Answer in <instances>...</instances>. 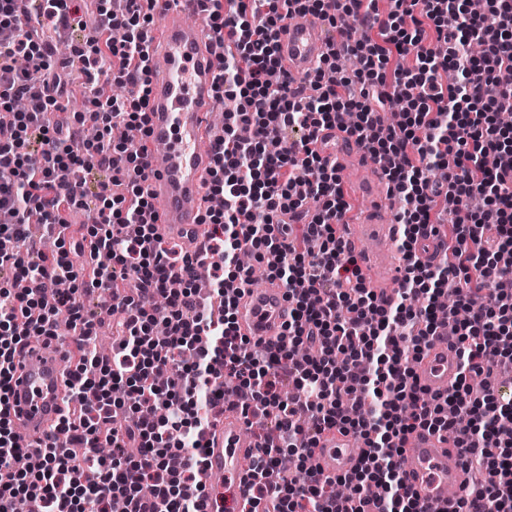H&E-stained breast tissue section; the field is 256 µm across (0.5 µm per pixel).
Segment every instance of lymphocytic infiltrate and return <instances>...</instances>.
Segmentation results:
<instances>
[{"label":"lymphocytic infiltrate","instance_id":"obj_1","mask_svg":"<svg viewBox=\"0 0 512 512\" xmlns=\"http://www.w3.org/2000/svg\"><path fill=\"white\" fill-rule=\"evenodd\" d=\"M41 21H19L22 0H0V512L19 500L36 512H204L202 450L213 411L233 382L238 409L259 440L247 471L248 512H420L401 477V444L426 429L454 433L464 465L482 476L461 512H512V395L495 387L512 370V0H205L225 54L215 90L224 123L213 144L210 191L222 201L202 218L197 254L164 241L142 192L143 158L125 137L147 132L152 15L142 0H38ZM322 16L340 32L303 82L280 64L288 20ZM87 29L70 66L48 56L67 31ZM361 62L347 72L339 61ZM412 65H405L406 57ZM88 103L51 123L73 82ZM95 139L82 136L86 124ZM343 124L402 206V276L392 296L366 283L337 218L352 208L318 148ZM109 182L91 190L92 171ZM455 200L449 260H422L423 240H444L438 203ZM92 214L75 227V210ZM78 231L92 271L73 260ZM248 250L287 290L288 342L239 334L233 286L251 283ZM210 288L200 293L198 269ZM98 293L116 316L112 355L97 351ZM454 295L468 319L448 339L462 377L429 395L415 367L439 336ZM75 346L66 367L67 413L27 456L8 414L16 360L30 337L59 340V311ZM105 314V315H106ZM310 345L316 360L295 362ZM341 429L363 444L336 478L311 466L319 435ZM292 449L299 475L283 473ZM344 486L348 500L337 499Z\"/></svg>","mask_w":512,"mask_h":512}]
</instances>
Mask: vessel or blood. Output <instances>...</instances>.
Instances as JSON below:
<instances>
[{
    "instance_id": "obj_1",
    "label": "vessel or blood",
    "mask_w": 512,
    "mask_h": 512,
    "mask_svg": "<svg viewBox=\"0 0 512 512\" xmlns=\"http://www.w3.org/2000/svg\"><path fill=\"white\" fill-rule=\"evenodd\" d=\"M152 9L159 16L151 33V53L158 66L151 75L148 178L142 188L153 204L157 234L181 242L194 253L200 247V219L209 204L212 153L208 142L219 49L210 27L187 21L188 16L201 14V0H154ZM280 45L283 70L296 78L311 71L329 50L324 26L314 16L287 21ZM327 136L332 143L328 157L344 162L356 147L354 140L339 127L328 130ZM384 201V196H375L362 221L344 216V240L349 244L372 242L374 250L362 268L367 273L381 270L390 284L399 278L401 265L392 249L395 238L386 233L379 220ZM289 311L286 290L279 283L243 289L237 309L240 332L269 344L278 343ZM63 368L62 354L39 349L22 355L16 368L10 412L18 443L29 455L41 453L64 411ZM461 372L458 359L449 356L448 339L443 336L435 340L418 367L417 381L428 392L443 394L458 382ZM244 429L240 415H219L203 450V486L211 493L227 490L229 503L237 510L249 492L242 463L254 453L243 442ZM359 446L352 434H327L313 464L326 477L345 474L356 465ZM401 473L422 512L434 504L440 505L442 512H454L452 492L462 491L470 483L469 472L447 435L427 431L414 433L405 442Z\"/></svg>"
}]
</instances>
